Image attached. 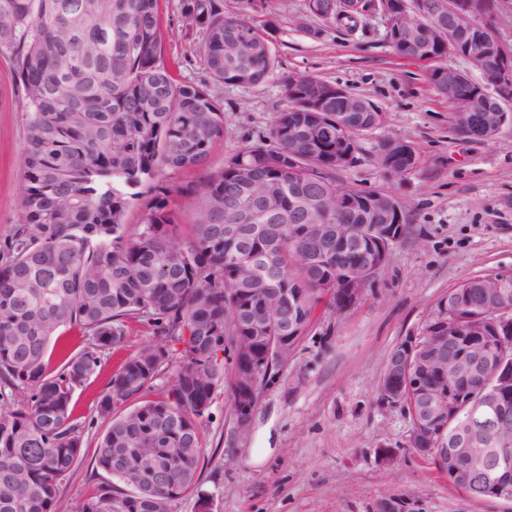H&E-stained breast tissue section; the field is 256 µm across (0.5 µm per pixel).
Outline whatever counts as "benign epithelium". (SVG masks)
Segmentation results:
<instances>
[{"label":"benign epithelium","mask_w":512,"mask_h":512,"mask_svg":"<svg viewBox=\"0 0 512 512\" xmlns=\"http://www.w3.org/2000/svg\"><path fill=\"white\" fill-rule=\"evenodd\" d=\"M484 8L476 11L473 0H380L376 12L385 21L386 37L399 42L402 50H414V57H429L418 25L425 19L435 21L442 33L440 43L448 51L468 60H481L485 84L466 97L457 98L455 113L465 116L469 112L481 113L482 124L499 132L512 122V104L502 98V90L512 88V48L496 34L492 23L493 0H483ZM479 29L487 34L477 40L467 39L469 32ZM439 87L456 94V86L463 81L462 70L446 67L439 71ZM350 94L338 86L316 87L302 95L301 111L325 112L331 99L348 101ZM329 129L322 117L316 116L301 130L302 136L314 144L326 137ZM282 190L273 187L259 202L258 212L274 215L290 224L303 221V216L315 211L330 215L328 224H309L303 235L314 239L324 238L336 246V258L344 276L341 289L344 302L351 306L367 291L372 279L370 270H376L388 260L389 247L394 241V226L402 223L401 201L394 195L373 194L366 202L363 213L375 231V246L367 260L346 265V255L358 250L359 237L344 223L343 216L351 209L353 193L348 187L336 185L330 197L303 193L291 211L280 209ZM252 254L261 259V280L266 292L258 295V303L241 307L233 297L224 304V318L229 320L235 333L227 345V353L235 362H243L252 350L253 337L248 329L256 328L272 311L290 309L287 334L279 337L269 347L265 364L267 370L288 362L297 347L296 336L306 330L307 318L299 313L301 291L279 287L275 275L274 257L269 249H255ZM507 274H501L495 286L484 289L481 313L467 314L451 327L435 333L407 336L400 340L397 349L400 363L385 365L380 385L381 400L390 406H403V389L394 388L395 376L407 386L413 398L412 432L410 446L421 455L432 449L429 441L437 439L446 444L435 453L437 463L463 487L471 492L470 481L481 483L483 494L490 489H501V483L512 470V452L506 447L512 442L499 436L512 409V365L507 363V349L512 347V308L506 306ZM453 355V368H448V355ZM493 371L491 384L483 390L460 396L458 384L475 379L483 372ZM264 369L244 365L238 388L233 399L234 419L240 432L249 430L256 406L258 389ZM376 512H416L407 500L398 495L382 499Z\"/></svg>","instance_id":"7a95c632"}]
</instances>
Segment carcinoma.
I'll return each mask as SVG.
<instances>
[{
    "label": "carcinoma",
    "mask_w": 512,
    "mask_h": 512,
    "mask_svg": "<svg viewBox=\"0 0 512 512\" xmlns=\"http://www.w3.org/2000/svg\"><path fill=\"white\" fill-rule=\"evenodd\" d=\"M100 22L74 39L60 27L84 5ZM265 0H239L235 17L223 0H182L186 28L199 33L209 79L258 84L276 58L249 46L268 35L254 23ZM100 53L88 58L85 46ZM159 0H0V58L21 85L29 134L22 149L20 218L0 245V512H54L63 480L82 455V426L73 417L75 390L95 375L104 352L122 343L125 322L141 321L164 340L128 358L108 383L98 412L109 419L97 444L98 468L115 483L82 499L75 512H173L199 490L203 419L224 381V297L241 287L229 250L252 240L230 237L239 211L264 184L284 179L336 191V138L312 147L293 111L300 89L284 85L287 107L269 135L208 168L224 137V110L204 82L175 80L164 57ZM298 154L288 171V151ZM199 169L189 186L161 179L166 170ZM143 224L131 237L125 215L143 195ZM198 197L186 239L172 220L171 196ZM267 242L282 284L302 289L304 315L323 298L338 306L336 258L304 261L311 246L276 217ZM284 315L265 321L252 362L282 335ZM76 327L87 343L56 369L60 336ZM180 346L171 361L167 345ZM157 400L141 396L164 370Z\"/></svg>",
    "instance_id": "obj_1"
}]
</instances>
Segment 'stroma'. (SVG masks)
Masks as SVG:
<instances>
[{
  "instance_id": "stroma-1",
  "label": "stroma",
  "mask_w": 512,
  "mask_h": 512,
  "mask_svg": "<svg viewBox=\"0 0 512 512\" xmlns=\"http://www.w3.org/2000/svg\"><path fill=\"white\" fill-rule=\"evenodd\" d=\"M160 17L170 33L165 57L174 75L206 81L199 36L185 31L181 0H160ZM263 18L277 67L257 85L209 83L224 108V136L212 148L210 168H222L225 157L268 135L287 106L285 76L315 74L365 97L382 114L337 179L399 197L407 231L359 302L340 313L326 302L318 307L293 357L261 390L245 433L235 426L234 369L225 364L203 436L202 488L213 494L214 512H375L390 495L413 497L420 512H512V500L472 499L452 486L409 448L406 410L379 396L392 348L422 335L451 289L469 277L512 271V124L490 139L458 136L428 66L395 54L380 14L365 15L350 32L310 17L306 0H267ZM27 134L23 92L0 62V243L19 220ZM386 139L415 148L418 163L407 175L391 176L375 163ZM156 342L151 327L128 322L124 341L76 390L83 455L63 482L55 512H73L111 483L94 462L107 426L97 401L125 360ZM384 445L395 448L394 462L380 461Z\"/></svg>"
}]
</instances>
